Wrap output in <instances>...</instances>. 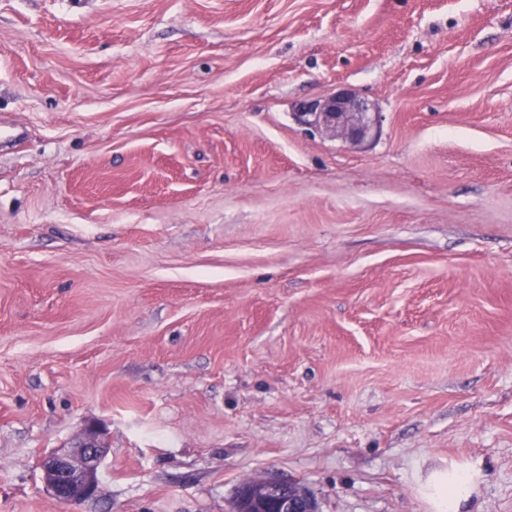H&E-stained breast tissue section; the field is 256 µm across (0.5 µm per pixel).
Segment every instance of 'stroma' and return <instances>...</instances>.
I'll use <instances>...</instances> for the list:
<instances>
[{"label":"stroma","instance_id":"obj_1","mask_svg":"<svg viewBox=\"0 0 512 512\" xmlns=\"http://www.w3.org/2000/svg\"><path fill=\"white\" fill-rule=\"evenodd\" d=\"M341 88L371 140L296 121ZM451 465L512 512V0H0V512H429ZM105 437V428L91 422L72 446L43 457L42 479L57 501L82 504L96 496L107 450ZM257 490H261L264 494L275 492L278 495L279 512H317L315 501L296 483L286 479L277 477H266L246 483L240 490V498L246 505L243 509L251 508L257 511L248 512H264L265 501L258 499ZM254 492L255 494H251ZM240 506L237 499L236 509ZM238 509L237 511H242Z\"/></svg>","mask_w":512,"mask_h":512}]
</instances>
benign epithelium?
I'll return each mask as SVG.
<instances>
[{"label":"benign epithelium","instance_id":"1","mask_svg":"<svg viewBox=\"0 0 512 512\" xmlns=\"http://www.w3.org/2000/svg\"><path fill=\"white\" fill-rule=\"evenodd\" d=\"M378 116L370 103L344 89L303 105L295 113L300 125L353 144H360L371 136L377 128ZM105 437V428L91 422L73 445L53 450L43 457L42 479L56 500L82 504L96 496L107 450ZM258 491L276 493L280 512H317L315 501L302 488L277 477L258 479L241 488L240 498L255 512H265L264 500L256 495Z\"/></svg>","mask_w":512,"mask_h":512}]
</instances>
